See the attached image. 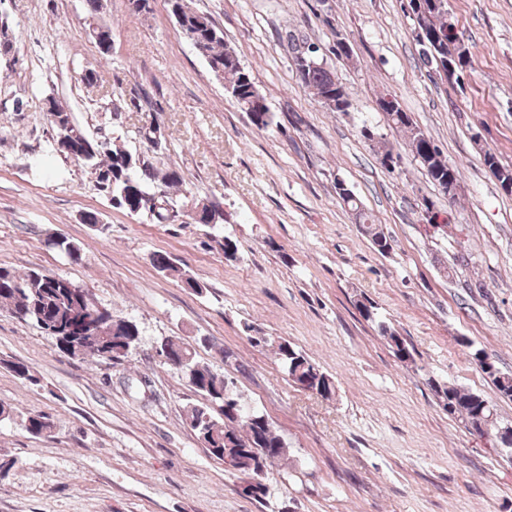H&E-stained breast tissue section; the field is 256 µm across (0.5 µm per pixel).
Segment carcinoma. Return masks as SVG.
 Segmentation results:
<instances>
[{
	"instance_id": "obj_1",
	"label": "carcinoma",
	"mask_w": 512,
	"mask_h": 512,
	"mask_svg": "<svg viewBox=\"0 0 512 512\" xmlns=\"http://www.w3.org/2000/svg\"><path fill=\"white\" fill-rule=\"evenodd\" d=\"M168 2L182 34L189 42L204 45V60L209 69L221 74L225 91L232 92L231 99L241 111L250 115L252 124L260 130L272 125L274 113L257 89L252 72L226 44L224 30L210 17L192 10L185 0ZM89 35L101 52H109V27L96 25L90 29ZM285 41L288 53L294 60L303 49L314 47L308 42V37L291 31L286 32ZM418 56L424 67L429 69L445 61L455 66L463 58L462 45L456 41V36L448 35L437 43L419 46ZM296 77L300 85L311 90L319 102L331 101L326 106L328 111H349V95L324 59L318 58L308 68L296 70ZM381 106L394 127L404 132L414 161L441 193H446L449 186L459 183L458 167L448 164L438 146L415 125L408 113L392 100H381ZM46 116L51 129L67 138L69 145L81 154L79 160L89 165L98 190L112 201L113 207L131 215L144 216L156 224H172L179 217L180 210L187 206V202L175 194V190L184 183L178 169H160L112 140L101 142L89 139L73 113L54 97L48 98ZM483 161L502 191L511 195L512 167L501 166L497 154L490 150L483 152ZM336 194L354 212L356 223L362 226L373 248L380 254L390 252L393 249L391 237L373 223L372 215L366 212L358 199L344 195L339 189ZM193 212L198 224L216 225L224 222V212L214 202H198L194 204ZM52 245L74 262L82 259L80 246L66 237L55 239ZM152 264L159 272L179 279L197 294L206 290L167 254H153ZM72 286L73 282L62 276L47 275L35 269L20 274L1 266L0 310L21 321L34 323L53 340L60 352L71 357L88 358L96 363H112L127 357L139 340L137 325L128 319L110 315L100 317L101 326L96 329H79L82 319L96 311L97 303L90 293L77 294ZM357 307L366 320L377 322L379 335L386 340L397 360L402 363L414 362L412 348L406 340L386 322L376 321L372 303L360 301ZM244 331L252 346L275 351L293 384H299L323 398L335 393L332 377L290 341L268 336L254 324H244ZM161 345L168 348L166 364L181 374L187 385L203 398V402L187 407L185 421L212 457L222 461L226 456H246L250 461L243 463L239 473L247 478H256L260 472L288 454V444L273 423L240 401L237 391H232L229 397L225 396L224 373L196 360L194 348L181 340L168 337L161 341ZM471 356L482 371L492 378L498 394L512 399V375L487 368V355L481 349L474 350ZM5 366L18 379L37 383V378L26 364L8 361ZM428 384L448 416L460 421L471 432L480 435L487 433L490 420L495 418L491 401L480 394L435 379H428ZM22 422L25 429L35 436L53 429L50 417L40 412L27 414Z\"/></svg>"
}]
</instances>
